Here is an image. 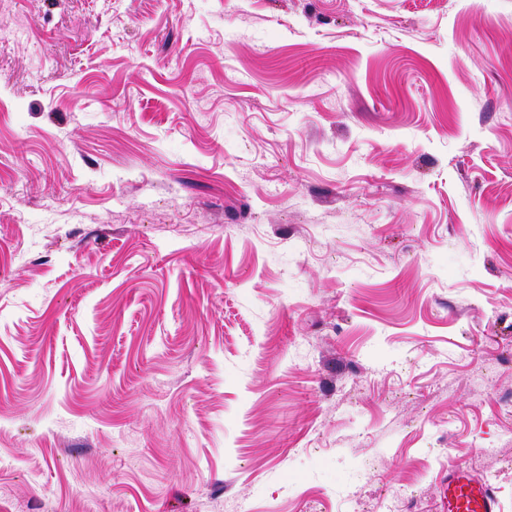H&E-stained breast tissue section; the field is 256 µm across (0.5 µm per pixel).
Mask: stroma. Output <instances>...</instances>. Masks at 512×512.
I'll return each instance as SVG.
<instances>
[{"instance_id": "1", "label": "stroma", "mask_w": 512, "mask_h": 512, "mask_svg": "<svg viewBox=\"0 0 512 512\" xmlns=\"http://www.w3.org/2000/svg\"><path fill=\"white\" fill-rule=\"evenodd\" d=\"M0 34V512H512V0ZM448 512H499L492 488L463 465L448 470Z\"/></svg>"}]
</instances>
